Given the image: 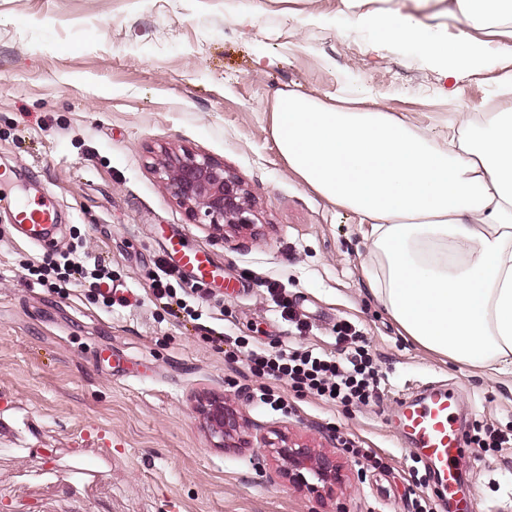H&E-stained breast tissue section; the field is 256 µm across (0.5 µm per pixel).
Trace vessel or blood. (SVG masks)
<instances>
[{
    "instance_id": "1",
    "label": "vessel or blood",
    "mask_w": 512,
    "mask_h": 512,
    "mask_svg": "<svg viewBox=\"0 0 512 512\" xmlns=\"http://www.w3.org/2000/svg\"><path fill=\"white\" fill-rule=\"evenodd\" d=\"M15 224L25 228L29 239L40 246H47L49 232L54 224L51 211L18 203L13 216ZM171 257L178 267L199 281L213 277L215 269L207 255L200 251L183 248L172 242ZM458 401L449 389L434 386L423 397L404 402L395 424L415 445L417 453L427 459L443 490L456 497L460 512H465L466 498L458 497V478L454 461L464 447V438L457 418Z\"/></svg>"
}]
</instances>
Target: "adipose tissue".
Here are the masks:
<instances>
[{
	"mask_svg": "<svg viewBox=\"0 0 512 512\" xmlns=\"http://www.w3.org/2000/svg\"><path fill=\"white\" fill-rule=\"evenodd\" d=\"M366 14L377 40L427 50L440 75L512 56V0H448ZM271 136L287 168L366 227L373 298L419 345L468 365L512 369V103L487 121L460 112L446 132L374 97L327 103L276 94Z\"/></svg>",
	"mask_w": 512,
	"mask_h": 512,
	"instance_id": "obj_1",
	"label": "adipose tissue"
}]
</instances>
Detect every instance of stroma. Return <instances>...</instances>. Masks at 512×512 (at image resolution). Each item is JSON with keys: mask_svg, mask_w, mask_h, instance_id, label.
Segmentation results:
<instances>
[{"mask_svg": "<svg viewBox=\"0 0 512 512\" xmlns=\"http://www.w3.org/2000/svg\"><path fill=\"white\" fill-rule=\"evenodd\" d=\"M396 0H0V512H448L424 463L391 426L398 402L437 384L461 398L468 428L512 436V373L456 364L403 336L372 298L355 215L288 171L271 135L279 91L324 99L364 92L432 132L457 112L512 101V58L440 78L413 45L375 42L358 14ZM223 162L256 204L253 225L216 236L157 173L163 152ZM53 207L51 248L13 225V199ZM207 251L223 283L198 286L201 319L171 316L149 285L164 238ZM99 257L128 307L89 290L39 285L47 251ZM310 326L298 333L270 289ZM348 324L369 345L376 402L342 407L253 376L211 331L267 351L342 350ZM280 396L259 404L261 390ZM241 414L233 449L217 447L199 397ZM283 431L335 455L330 499L277 473L264 440ZM374 449L372 468L347 444ZM96 468L76 483L67 460ZM472 512H512V443L466 448L454 462Z\"/></svg>", "mask_w": 512, "mask_h": 512, "instance_id": "35a3bbf8", "label": "stroma"}]
</instances>
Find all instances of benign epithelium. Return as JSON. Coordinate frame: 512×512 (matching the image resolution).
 Listing matches in <instances>:
<instances>
[{
    "label": "benign epithelium",
    "instance_id": "1",
    "mask_svg": "<svg viewBox=\"0 0 512 512\" xmlns=\"http://www.w3.org/2000/svg\"><path fill=\"white\" fill-rule=\"evenodd\" d=\"M163 183L172 197L187 206L194 220L205 222L218 231L224 225L238 227L253 223L254 204L242 182L224 163L205 154L184 152L165 155L160 167ZM200 412L207 420L211 436L219 447L227 443L237 429L238 414L222 397H209L200 403ZM270 451L281 462L280 473L288 481L320 497H331L339 482L334 456L316 453L280 435L270 444Z\"/></svg>",
    "mask_w": 512,
    "mask_h": 512
}]
</instances>
